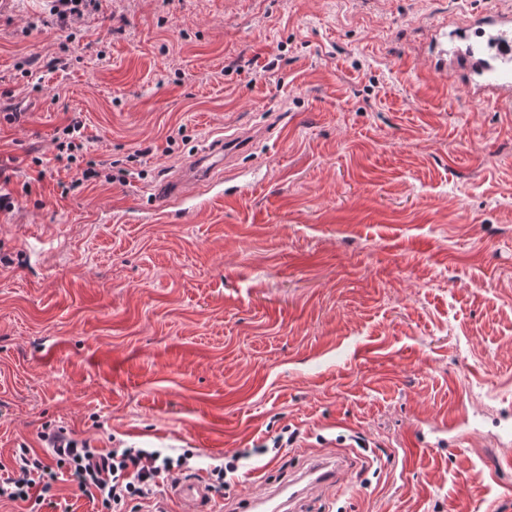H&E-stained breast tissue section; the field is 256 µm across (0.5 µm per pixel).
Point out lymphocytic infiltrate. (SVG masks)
I'll use <instances>...</instances> for the list:
<instances>
[{"mask_svg": "<svg viewBox=\"0 0 512 512\" xmlns=\"http://www.w3.org/2000/svg\"><path fill=\"white\" fill-rule=\"evenodd\" d=\"M44 439L51 458L20 449L13 476L0 483V499L40 505L52 491L58 469L63 468L76 492L98 501L102 512H111L129 500H151L162 481L188 467L183 455L173 458L149 448H96L62 428L45 434Z\"/></svg>", "mask_w": 512, "mask_h": 512, "instance_id": "1", "label": "lymphocytic infiltrate"}]
</instances>
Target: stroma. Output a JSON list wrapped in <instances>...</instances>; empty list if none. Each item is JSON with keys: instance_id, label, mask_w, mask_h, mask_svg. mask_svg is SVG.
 <instances>
[{"instance_id": "obj_1", "label": "stroma", "mask_w": 512, "mask_h": 512, "mask_svg": "<svg viewBox=\"0 0 512 512\" xmlns=\"http://www.w3.org/2000/svg\"><path fill=\"white\" fill-rule=\"evenodd\" d=\"M508 9L100 0L62 31L0 0V481L63 425L205 479L250 449L221 512L319 460L299 512H512V112L423 38ZM74 117L126 182L75 185ZM218 139L248 141L235 169L157 206ZM84 129V124L81 120L77 118H73L70 122L63 128L64 135H72L68 142L62 141L59 143V151L57 158L58 160L64 159V154L66 155V161L68 165H71L76 161V156L74 151H83L84 149V136L82 130ZM75 134V135H74ZM64 150H66L64 152Z\"/></svg>"}]
</instances>
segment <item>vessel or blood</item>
Segmentation results:
<instances>
[{
  "mask_svg": "<svg viewBox=\"0 0 512 512\" xmlns=\"http://www.w3.org/2000/svg\"><path fill=\"white\" fill-rule=\"evenodd\" d=\"M430 42L437 48L438 69L457 74L470 93L512 109V12L481 14L455 26L440 22L430 29ZM228 154L217 142L195 156L191 168L211 177L223 171ZM179 512H215L212 491L199 477L172 484L170 489ZM289 498L282 489L247 500V512H285Z\"/></svg>",
  "mask_w": 512,
  "mask_h": 512,
  "instance_id": "b4317fda",
  "label": "vessel or blood"
}]
</instances>
